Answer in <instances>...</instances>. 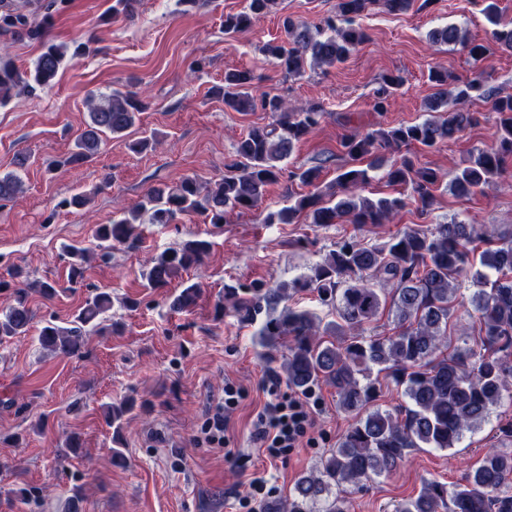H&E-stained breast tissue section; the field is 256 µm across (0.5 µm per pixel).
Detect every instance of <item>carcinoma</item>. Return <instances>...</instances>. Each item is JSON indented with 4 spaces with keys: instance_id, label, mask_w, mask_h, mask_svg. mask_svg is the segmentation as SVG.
Returning a JSON list of instances; mask_svg holds the SVG:
<instances>
[{
    "instance_id": "1",
    "label": "carcinoma",
    "mask_w": 512,
    "mask_h": 512,
    "mask_svg": "<svg viewBox=\"0 0 512 512\" xmlns=\"http://www.w3.org/2000/svg\"><path fill=\"white\" fill-rule=\"evenodd\" d=\"M417 0H337L333 14L323 18L320 31L291 16L282 18L284 38L262 45L261 52L286 78L305 72L307 61L334 66L342 63L357 46L368 40L360 23L373 6L390 14L403 13ZM277 0H247L244 10L224 15V33L249 29L254 20L271 12ZM0 35L28 39L40 45L33 68L21 74L11 62L0 60V104L9 103L22 87L31 93L52 87L68 60L94 51L92 42H80L72 53L48 39L47 26L14 0H0ZM501 51L512 53V22L492 32ZM432 43L461 45L477 63L490 46L468 38L456 24L436 31ZM256 76L250 69L224 73V85L214 93L224 107L235 112H269L272 122L251 127L237 142L235 158L226 165L227 174L209 186L193 178L175 185L152 187L135 207L119 211L109 224L96 230L95 249L67 246L69 282L84 280L86 265L93 255L104 260L112 247L137 240V225L143 216L152 224H172L181 216L198 213L208 224H226L231 212L251 210L265 198L268 187L284 176L312 188L305 194L289 195L290 204L270 212L267 224H314L323 226L348 222L378 227L389 223L405 206L402 197L372 199L356 195L370 181L365 159L381 149L405 151L385 173L386 183L409 192L421 214L431 212L441 174L415 164L417 146L433 148L455 141L467 128L479 123L476 112L462 105L476 98L498 114L492 134L494 144L478 151L454 171L450 186L461 194H485L494 178L512 162V96H503L480 74L461 79L433 67L428 80L437 88L426 103L428 117L415 123L381 126L365 134L352 133L341 142L345 164L336 176V191L318 190L322 167L285 171L282 162L296 143L321 125L327 112L323 105L290 104L279 95L253 94ZM404 85L399 73H384L374 97L373 109L386 110L389 97ZM149 103L132 91H112L89 100L88 121L75 149L53 162L55 166L77 167L95 155L102 136L127 135ZM22 181L14 171L0 174V200L14 198ZM210 242L192 239L178 249L159 252L143 272L145 287L167 288L173 281L203 262ZM489 268L493 280H480L471 297L473 312L467 322L454 317L462 284L475 265ZM308 288L318 293L321 304L336 310L338 320L323 321L308 311L281 306L291 295ZM0 291L10 293L9 304L0 310V342L27 334L34 321L30 294L0 280ZM237 287L224 286V297L237 299L236 311L253 316L262 307L280 310L260 330L262 343L275 347L288 343L285 373L288 385L309 392L320 383L336 389L338 407L353 415V422L324 455L318 465L294 486L293 499L279 504V512H350V502L336 492L344 484L364 482L395 472L412 448H453L465 432L484 422L491 409L505 399L512 402V233H499L483 225L453 222L423 229L408 226L381 245H367L356 237L341 242L302 279L271 287L251 299L237 297ZM200 288H182L170 306L181 311L194 306ZM112 297L93 289L70 325L50 321L39 330L41 347L55 355L82 354L87 334L99 329L100 319L111 309ZM394 317L390 336L366 338L365 325L375 321L385 308ZM469 332L473 344L454 347L448 323ZM392 378L407 398L402 409L382 410L373 405L380 391L373 367ZM135 409L132 399L107 407L106 421L121 436L127 415ZM512 450H485L464 481L452 486L433 480L419 495L400 503L395 512H512Z\"/></svg>"
}]
</instances>
